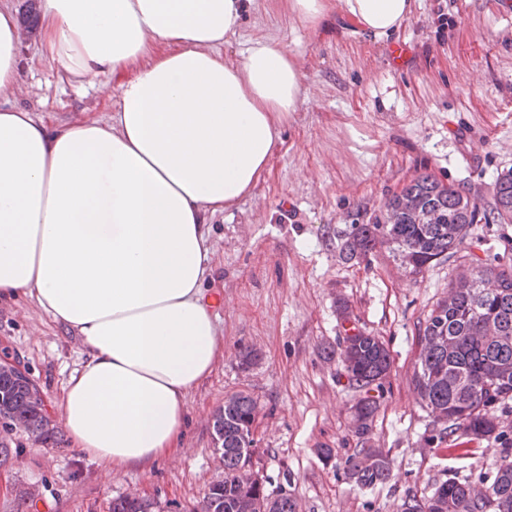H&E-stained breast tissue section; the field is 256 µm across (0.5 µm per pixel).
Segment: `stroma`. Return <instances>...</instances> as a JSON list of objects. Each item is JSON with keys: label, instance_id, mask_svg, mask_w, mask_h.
Here are the masks:
<instances>
[{"label": "stroma", "instance_id": "stroma-1", "mask_svg": "<svg viewBox=\"0 0 512 512\" xmlns=\"http://www.w3.org/2000/svg\"><path fill=\"white\" fill-rule=\"evenodd\" d=\"M267 37L294 58L305 94L268 172L252 196L210 216L211 268L203 292L218 314L224 355L188 396L183 445L155 464L106 475L73 448L17 433V454L0 465V512H111L136 493L154 512H197L209 485L224 477L211 417L227 397L257 404L254 469L268 493L287 491L298 512H401L406 496L436 484L477 481L499 443L455 459L429 449L432 419L412 387L418 330L471 256L512 264V224H476L450 261L420 275L404 271L388 248L345 262L340 237L365 222L388 194L428 173L491 209L497 176L512 169V0H414L411 18L377 39L343 11L318 28L290 16L286 0H255L225 45ZM408 49L393 64L396 45ZM22 87L1 107L43 114L59 127L108 118L132 71L77 85L41 59L37 31H22ZM348 314H341V304ZM381 337L391 368L367 439L350 430L359 394L338 361L324 357L347 326ZM258 352L241 368L242 349ZM80 339L30 298L0 304V353L24 367L54 410L83 359ZM394 463L386 485L361 489L345 475L359 447ZM328 448L330 459L318 451Z\"/></svg>", "mask_w": 512, "mask_h": 512}]
</instances>
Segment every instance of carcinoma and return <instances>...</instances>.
Instances as JSON below:
<instances>
[{
  "mask_svg": "<svg viewBox=\"0 0 512 512\" xmlns=\"http://www.w3.org/2000/svg\"><path fill=\"white\" fill-rule=\"evenodd\" d=\"M495 203L480 209L461 191L429 174H421L392 193L384 208L393 210V223L376 213L367 224H352L341 244L347 261L367 256L379 245H391L395 255L407 253L411 271L419 274L433 263L454 257L472 225L512 222V171L497 178ZM406 198L420 210L439 214L434 224L417 223L416 215L402 208ZM472 280L456 279L448 297L440 300L419 330V353L414 372V393L433 417L427 442L449 443L448 455L464 458L469 445L494 434L491 407L503 411L512 401V265H493L472 257ZM493 320L495 335L483 333L482 323ZM338 359L349 384L364 392L352 414V431L363 438L371 430L378 400L370 386L382 390L390 372V353L376 336L346 334L326 351ZM254 400L243 393L224 401L214 415V430L224 449V479L208 487L204 512H255L260 488L248 452L256 420ZM21 431L41 444L58 443L59 428L48 415L41 390L25 374L0 369V454L8 452L6 436ZM347 478L360 488L382 484L393 476L391 462L376 448H361L346 461ZM493 478L479 483L453 478L439 483L425 500L409 498L418 512H512V447L495 451ZM147 499L121 497L112 512H152Z\"/></svg>",
  "mask_w": 512,
  "mask_h": 512,
  "instance_id": "1",
  "label": "carcinoma"
}]
</instances>
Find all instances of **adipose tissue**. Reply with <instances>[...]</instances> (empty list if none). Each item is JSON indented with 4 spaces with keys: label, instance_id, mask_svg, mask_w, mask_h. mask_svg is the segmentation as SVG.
<instances>
[{
    "label": "adipose tissue",
    "instance_id": "1",
    "mask_svg": "<svg viewBox=\"0 0 512 512\" xmlns=\"http://www.w3.org/2000/svg\"><path fill=\"white\" fill-rule=\"evenodd\" d=\"M303 26L335 9L379 39L413 0H288ZM245 0H42L41 56L71 80L134 69L108 120L49 130L0 108V303L35 299L85 347L59 418L108 473L166 457L187 397L224 345L202 283L209 216L251 195L303 82L272 40L221 49ZM173 50L156 55L158 43ZM20 34L0 0V98L19 87Z\"/></svg>",
    "mask_w": 512,
    "mask_h": 512
}]
</instances>
